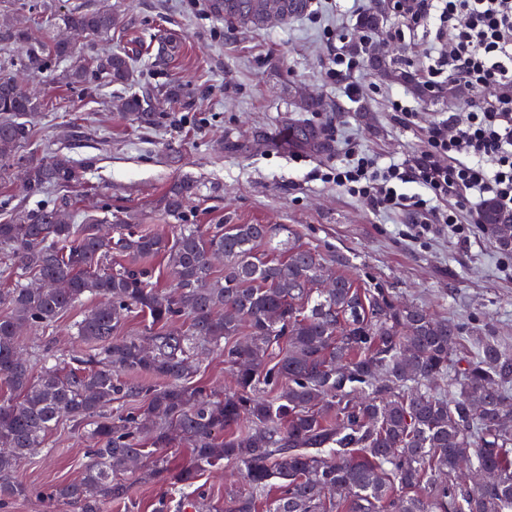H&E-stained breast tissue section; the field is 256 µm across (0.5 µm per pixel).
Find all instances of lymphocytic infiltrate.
<instances>
[{
	"label": "lymphocytic infiltrate",
	"mask_w": 512,
	"mask_h": 512,
	"mask_svg": "<svg viewBox=\"0 0 512 512\" xmlns=\"http://www.w3.org/2000/svg\"><path fill=\"white\" fill-rule=\"evenodd\" d=\"M405 29L432 32L429 91L442 81L476 90L479 100L465 112L424 129V148L412 162L377 167L359 150L322 179L366 199L375 211L409 210L415 231L432 225L459 227V208L472 200H495L512 212V0H406ZM412 183L417 193H404Z\"/></svg>",
	"instance_id": "f902f5d3"
}]
</instances>
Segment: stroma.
Returning <instances> with one entry per match:
<instances>
[{
    "label": "stroma",
    "instance_id": "1",
    "mask_svg": "<svg viewBox=\"0 0 512 512\" xmlns=\"http://www.w3.org/2000/svg\"><path fill=\"white\" fill-rule=\"evenodd\" d=\"M105 4L119 26L103 39H77L80 53H127L139 82L183 93L154 101V121L145 124L115 110L118 87L69 85L66 64L24 72L42 108L29 118L32 135L21 155L67 157L82 179L70 189L28 197L19 172L9 171L0 176V219L65 198L75 223L91 215L107 230L121 211L143 230L168 233L163 198L174 182L189 179L200 194L189 202L184 223L288 225L362 287L388 289L401 302L458 321L464 335L490 333L512 350V252L497 249L483 225L458 234L440 224L418 237L408 212H375L314 177L352 147L383 164L411 159L423 147L424 126L449 110H467L474 98L461 87L455 95L442 91L422 100L366 62L353 75L358 95L348 96L331 80V54L340 39L357 41V21L371 10L370 0H312L303 16L256 30L215 19L208 0H0V22H28L34 38L46 41L58 34L59 15ZM402 25L398 13H385L376 40L388 61L415 72L431 38L421 31L389 42ZM165 39L176 40L179 52L160 56ZM313 98L338 109H309ZM398 99L415 109L413 123L394 112ZM298 121L324 130L330 151L289 149L288 126ZM47 445L16 468L29 496L0 512H76L56 508L48 494L79 471L85 449L97 442L65 421Z\"/></svg>",
    "mask_w": 512,
    "mask_h": 512
}]
</instances>
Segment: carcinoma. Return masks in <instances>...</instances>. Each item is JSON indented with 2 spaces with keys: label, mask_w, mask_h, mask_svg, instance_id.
Listing matches in <instances>:
<instances>
[{
  "label": "carcinoma",
  "mask_w": 512,
  "mask_h": 512,
  "mask_svg": "<svg viewBox=\"0 0 512 512\" xmlns=\"http://www.w3.org/2000/svg\"><path fill=\"white\" fill-rule=\"evenodd\" d=\"M309 0H210L217 17L245 29L286 21ZM382 0L358 27L378 30ZM66 29L102 38L119 25L108 10H72ZM0 42L22 50L19 62L43 70L69 63L66 75L83 86L97 78L127 89L122 110L153 120L152 99L179 93L141 86L133 59L107 52L92 60L71 42L34 43L23 28L0 29ZM387 77L428 95L415 74ZM40 102L0 68V174L21 167L23 188L41 196L81 179L66 157L24 160L25 116ZM288 147L326 151L318 130L288 127ZM198 187L171 185L163 199L172 235L139 230L113 216L118 237L94 219L70 223L68 202L17 213L0 222L5 270L33 275L39 286L8 292L0 317V382L14 396L0 400V503L28 495L13 477L18 463L44 445L67 420L101 444L50 499L82 512H108L129 498L130 475L161 483L155 512H184L203 496L198 479L230 469L243 489L224 493V512H512V352L495 336H478L473 356L457 365L460 325L418 305H402L383 288H363L344 272L320 287L325 256L299 242L286 224H183ZM481 223L497 247L512 251V215L492 200ZM118 252L128 263L109 267ZM165 256L174 289L152 283L147 261ZM224 259L213 275L212 261ZM105 299L74 323L86 349L84 367L64 370L47 343L60 315L83 296ZM151 318L147 339L117 334L123 315ZM183 321L186 328L169 330ZM25 330L44 333L25 349ZM220 351L233 387L217 397L189 379L196 357ZM40 366L41 376L32 378ZM180 439L189 460L173 468L162 450Z\"/></svg>",
  "instance_id": "carcinoma-1"
}]
</instances>
